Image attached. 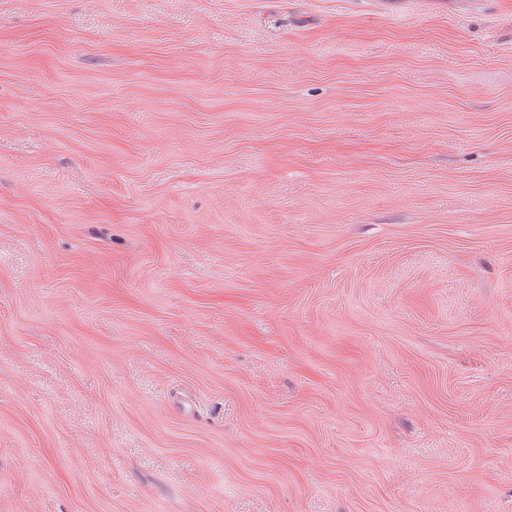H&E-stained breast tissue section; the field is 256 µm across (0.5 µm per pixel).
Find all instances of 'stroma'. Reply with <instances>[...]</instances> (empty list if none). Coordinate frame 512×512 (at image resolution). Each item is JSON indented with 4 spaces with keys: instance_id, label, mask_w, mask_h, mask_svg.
Listing matches in <instances>:
<instances>
[{
    "instance_id": "obj_1",
    "label": "stroma",
    "mask_w": 512,
    "mask_h": 512,
    "mask_svg": "<svg viewBox=\"0 0 512 512\" xmlns=\"http://www.w3.org/2000/svg\"><path fill=\"white\" fill-rule=\"evenodd\" d=\"M0 512H512V0H0Z\"/></svg>"
}]
</instances>
